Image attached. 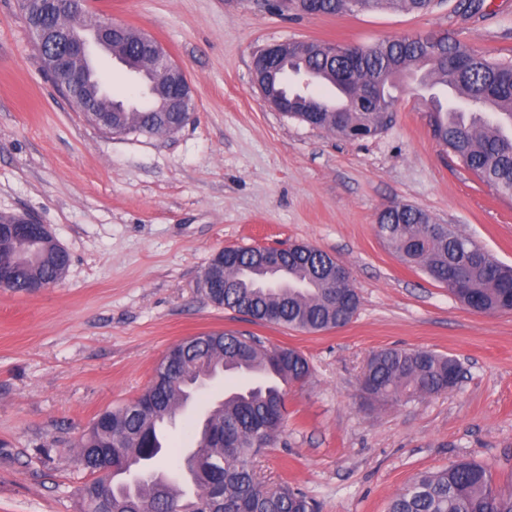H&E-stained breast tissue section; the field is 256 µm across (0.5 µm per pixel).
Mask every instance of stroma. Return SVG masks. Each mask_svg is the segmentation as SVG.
I'll return each instance as SVG.
<instances>
[{"label":"stroma","instance_id":"stroma-1","mask_svg":"<svg viewBox=\"0 0 512 512\" xmlns=\"http://www.w3.org/2000/svg\"><path fill=\"white\" fill-rule=\"evenodd\" d=\"M459 2L289 19L266 0H88L89 17L146 34L186 72L194 121L146 136L91 124L43 71L18 0H0V214L45 224L70 255L51 288H0V512H80V435L136 399L170 346L215 331L309 359L255 470L321 512H387L417 474L462 459L512 487V312L468 309L377 231L381 209L409 204L512 265V199L446 155L418 78L406 79L392 125L363 141L273 111L252 80L256 52L289 40L445 31L512 59V0H485L476 14ZM291 244L349 269L359 306L344 328L258 323L198 286L221 249ZM389 347L453 356L461 378L445 392L369 401L363 368Z\"/></svg>","mask_w":512,"mask_h":512}]
</instances>
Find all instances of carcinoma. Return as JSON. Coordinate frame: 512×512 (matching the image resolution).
<instances>
[{"mask_svg": "<svg viewBox=\"0 0 512 512\" xmlns=\"http://www.w3.org/2000/svg\"><path fill=\"white\" fill-rule=\"evenodd\" d=\"M72 0H33L29 20L52 32L65 24L76 35L93 28L71 11ZM434 0H289L296 15H339L379 10L425 13ZM102 49L139 64L143 85L140 105L112 98L98 74L73 99L91 120L118 134L154 135L177 120L159 112V76L144 65L143 36L125 27L101 37ZM290 67L278 66L272 77L280 90L288 76L302 87L290 100L288 117L316 118V127L350 138L373 137L393 122L390 90L402 76L424 71L427 87L444 86L474 108L445 106L437 97L429 111L433 136L461 165L502 196L512 197V60L495 59L448 38L446 33L403 35L372 45H335L298 41L288 55ZM326 81L344 97L341 104L320 96L313 86ZM424 210L409 204L388 207L378 215V233L402 260L421 268L432 280L458 293V299L482 313L511 312L512 266L500 262L473 239L449 225L430 223ZM260 247H226L207 270L224 288L210 297L218 306L287 329L309 333L339 329L354 317L358 295L347 269L308 245L282 251L274 272L263 265ZM3 258L13 264L5 288L30 292L37 282L60 281L68 266L64 249L47 233L35 244L3 242ZM262 370L276 375V385L224 390V398L195 425L196 446L181 458L179 470L193 475L186 490L169 479L144 485L121 497L124 484L96 468L98 452L112 455V465L126 469L157 462L168 444L157 435L159 422L185 407L194 381L204 373L242 375ZM311 374L307 358L293 348H268L253 335L224 331L192 336L173 345L138 396L144 406L106 409L93 419L79 441V456L89 479L80 489L83 512H98L104 502L112 512H318L315 501L283 483L268 487L255 478L253 460L274 445L286 415L284 386L303 383ZM456 358L424 349L385 348L364 366L361 389L370 399L393 401L447 391L457 385ZM389 512H512V488L494 482L484 465L461 460L424 472L392 499Z\"/></svg>", "mask_w": 512, "mask_h": 512, "instance_id": "carcinoma-1", "label": "carcinoma"}]
</instances>
